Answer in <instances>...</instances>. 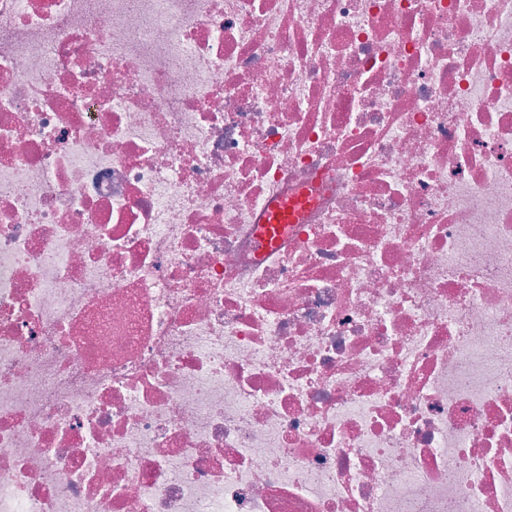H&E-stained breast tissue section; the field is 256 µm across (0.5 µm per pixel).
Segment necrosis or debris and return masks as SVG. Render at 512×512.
<instances>
[{"mask_svg":"<svg viewBox=\"0 0 512 512\" xmlns=\"http://www.w3.org/2000/svg\"><path fill=\"white\" fill-rule=\"evenodd\" d=\"M0 512H512V0H0Z\"/></svg>","mask_w":512,"mask_h":512,"instance_id":"4bbe7bcc","label":"necrosis or debris"}]
</instances>
